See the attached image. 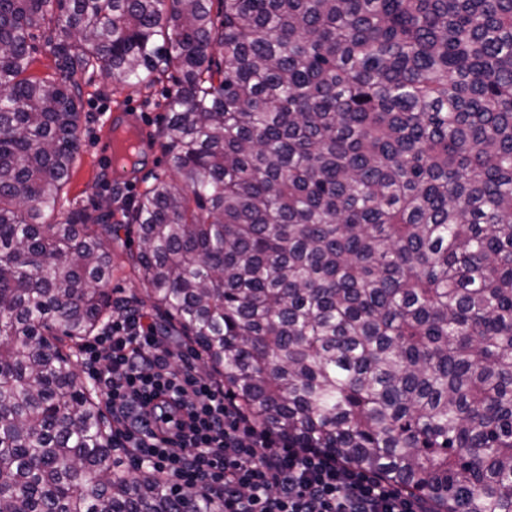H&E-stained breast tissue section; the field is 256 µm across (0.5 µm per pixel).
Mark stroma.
Wrapping results in <instances>:
<instances>
[{
  "instance_id": "stroma-1",
  "label": "stroma",
  "mask_w": 512,
  "mask_h": 512,
  "mask_svg": "<svg viewBox=\"0 0 512 512\" xmlns=\"http://www.w3.org/2000/svg\"><path fill=\"white\" fill-rule=\"evenodd\" d=\"M98 84L100 94L85 97L83 102L79 154L64 188L65 195L73 204L90 212L113 197L123 205L133 203L144 187L145 178L168 167L159 143H152L144 154V161L136 176L125 181L121 187H114L111 169L97 159V143L103 131V120L118 108L126 107L139 113L150 135H157L165 114L164 100L173 88L168 79L156 82L148 90L133 88L125 85L116 75L100 78ZM137 250L138 242L133 238L111 242L112 277L108 288L113 296L143 297L144 288L131 265V255Z\"/></svg>"
}]
</instances>
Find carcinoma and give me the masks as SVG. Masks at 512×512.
<instances>
[{
    "label": "carcinoma",
    "instance_id": "cac0c4a2",
    "mask_svg": "<svg viewBox=\"0 0 512 512\" xmlns=\"http://www.w3.org/2000/svg\"><path fill=\"white\" fill-rule=\"evenodd\" d=\"M220 2L0 0V512H172L76 381L127 305L296 447L512 512V0ZM170 69L172 175L73 208L83 88ZM121 228L143 300L106 288ZM34 38L30 40L33 48L30 50V68L28 75L35 77L59 76L58 62L46 44L44 30L33 31Z\"/></svg>",
    "mask_w": 512,
    "mask_h": 512
}]
</instances>
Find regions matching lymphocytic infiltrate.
<instances>
[{"mask_svg":"<svg viewBox=\"0 0 512 512\" xmlns=\"http://www.w3.org/2000/svg\"><path fill=\"white\" fill-rule=\"evenodd\" d=\"M81 352L113 447L172 497L191 489L221 512H427L381 477L256 425L146 311L120 313Z\"/></svg>","mask_w":512,"mask_h":512,"instance_id":"f902f5d3","label":"lymphocytic infiltrate"}]
</instances>
